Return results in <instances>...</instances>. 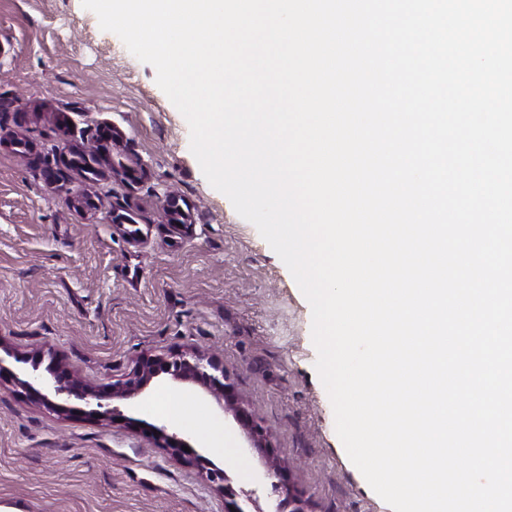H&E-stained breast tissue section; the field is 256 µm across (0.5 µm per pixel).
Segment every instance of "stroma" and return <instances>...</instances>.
<instances>
[{
    "label": "stroma",
    "instance_id": "obj_1",
    "mask_svg": "<svg viewBox=\"0 0 512 512\" xmlns=\"http://www.w3.org/2000/svg\"><path fill=\"white\" fill-rule=\"evenodd\" d=\"M139 160L138 183H88L70 165L101 126ZM90 188L95 208L70 197ZM128 216L124 226L116 218ZM0 337L19 377L62 360L105 386L144 357L199 346L223 362L288 457L310 512H392L336 434L317 370L311 307L293 276L190 150L182 114L81 0H0ZM53 413L0 385V504L22 512H224L197 468L145 425L201 442L210 418L233 455L204 448L262 512L278 495L245 431L196 386L155 378L132 400L69 397ZM192 405L194 420L175 415ZM121 421L108 418L109 410ZM246 456L249 472L237 464Z\"/></svg>",
    "mask_w": 512,
    "mask_h": 512
}]
</instances>
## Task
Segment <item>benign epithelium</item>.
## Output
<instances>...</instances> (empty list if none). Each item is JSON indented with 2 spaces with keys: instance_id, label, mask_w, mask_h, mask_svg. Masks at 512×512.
<instances>
[{
  "instance_id": "obj_1",
  "label": "benign epithelium",
  "mask_w": 512,
  "mask_h": 512,
  "mask_svg": "<svg viewBox=\"0 0 512 512\" xmlns=\"http://www.w3.org/2000/svg\"><path fill=\"white\" fill-rule=\"evenodd\" d=\"M96 173L100 177L108 174L121 176L127 180H134L137 168L141 164L128 163L122 158H116L110 151L96 149L93 151ZM34 373L29 379H20L0 359V384L14 382L20 385L26 396L34 403L59 414H71L73 409L65 403L59 402L63 395H76L81 398L95 399H130L139 396L150 384L153 378L164 373L170 376L176 384H194L203 388L210 394L224 411L232 412L236 421L246 431L250 445L259 455L265 472L270 478L276 479L272 483L273 490L284 495L278 500L273 512H307L304 503L291 491L284 489L280 482L286 468V460L282 452L272 446L257 421L255 410L249 403L240 400L228 383V376L224 365L209 357L204 351L190 348L180 351H170L143 358L136 362L133 369L124 378L112 383L111 386L98 390L94 386L75 377L67 368L59 367L51 372L48 379L36 373L38 364H33ZM146 434L156 439L166 448L172 458L184 465L195 467L206 473L209 482L224 494V512H244L237 498L244 491L236 490L230 478L220 468L216 467L207 457L202 455L192 444L168 432L166 426H152ZM190 451L183 450V447Z\"/></svg>"
}]
</instances>
